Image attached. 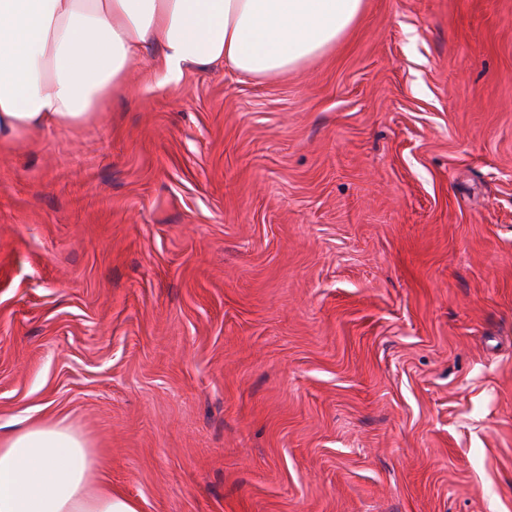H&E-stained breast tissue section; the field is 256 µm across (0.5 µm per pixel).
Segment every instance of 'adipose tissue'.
Returning a JSON list of instances; mask_svg holds the SVG:
<instances>
[{
	"mask_svg": "<svg viewBox=\"0 0 512 512\" xmlns=\"http://www.w3.org/2000/svg\"><path fill=\"white\" fill-rule=\"evenodd\" d=\"M364 0H0V149L77 130L129 92L145 46L159 83L188 64L288 73L335 46ZM88 440L42 420L0 437V512H137L97 477Z\"/></svg>",
	"mask_w": 512,
	"mask_h": 512,
	"instance_id": "ef3b65f1",
	"label": "adipose tissue"
}]
</instances>
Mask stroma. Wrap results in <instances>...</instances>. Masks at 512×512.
I'll list each match as a JSON object with an SVG mask.
<instances>
[{
  "label": "stroma",
  "instance_id": "obj_1",
  "mask_svg": "<svg viewBox=\"0 0 512 512\" xmlns=\"http://www.w3.org/2000/svg\"><path fill=\"white\" fill-rule=\"evenodd\" d=\"M0 153V435L138 512H512V0H365Z\"/></svg>",
  "mask_w": 512,
  "mask_h": 512
}]
</instances>
